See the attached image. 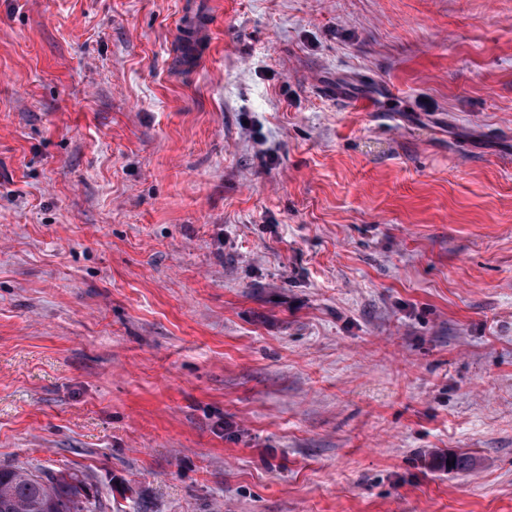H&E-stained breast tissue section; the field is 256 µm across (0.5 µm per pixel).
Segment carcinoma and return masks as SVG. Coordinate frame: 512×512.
<instances>
[{"label":"carcinoma","mask_w":512,"mask_h":512,"mask_svg":"<svg viewBox=\"0 0 512 512\" xmlns=\"http://www.w3.org/2000/svg\"><path fill=\"white\" fill-rule=\"evenodd\" d=\"M0 512H100V504L91 484L76 472L1 464Z\"/></svg>","instance_id":"carcinoma-1"}]
</instances>
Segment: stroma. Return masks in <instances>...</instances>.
<instances>
[{
  "label": "stroma",
  "mask_w": 512,
  "mask_h": 512,
  "mask_svg": "<svg viewBox=\"0 0 512 512\" xmlns=\"http://www.w3.org/2000/svg\"><path fill=\"white\" fill-rule=\"evenodd\" d=\"M0 464L512 512V0H0Z\"/></svg>",
  "instance_id": "stroma-1"
}]
</instances>
